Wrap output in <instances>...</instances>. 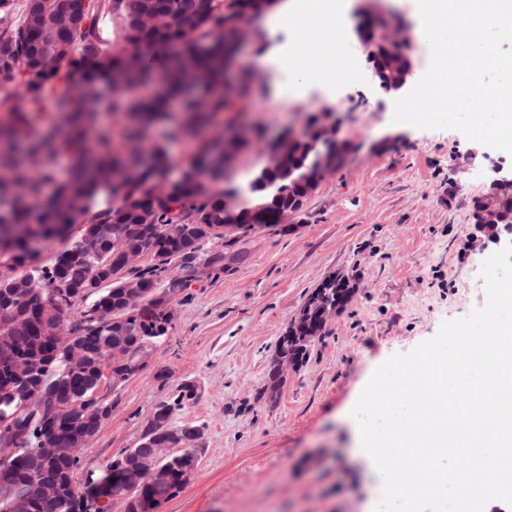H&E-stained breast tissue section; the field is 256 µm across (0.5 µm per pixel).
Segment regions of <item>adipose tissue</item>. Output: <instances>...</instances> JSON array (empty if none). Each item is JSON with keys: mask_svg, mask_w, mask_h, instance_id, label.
Returning a JSON list of instances; mask_svg holds the SVG:
<instances>
[{"mask_svg": "<svg viewBox=\"0 0 512 512\" xmlns=\"http://www.w3.org/2000/svg\"><path fill=\"white\" fill-rule=\"evenodd\" d=\"M344 10V0H285L267 16L266 39H285L274 63L294 77L277 86L278 97L297 95L312 83L333 87L352 74L353 52L340 22Z\"/></svg>", "mask_w": 512, "mask_h": 512, "instance_id": "1", "label": "adipose tissue"}]
</instances>
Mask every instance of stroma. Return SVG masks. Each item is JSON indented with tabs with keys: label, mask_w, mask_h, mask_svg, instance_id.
Segmentation results:
<instances>
[{
	"label": "stroma",
	"mask_w": 512,
	"mask_h": 512,
	"mask_svg": "<svg viewBox=\"0 0 512 512\" xmlns=\"http://www.w3.org/2000/svg\"><path fill=\"white\" fill-rule=\"evenodd\" d=\"M372 12L411 27L410 0H348V31ZM353 55L355 78L333 91L252 99L249 121L267 137L303 132L309 115L325 114L347 160L298 211L252 224L237 244L241 262L212 266L178 294L153 361L102 388L112 413L79 452L77 485L136 447L155 408L169 403L170 427H197L201 453L160 512H373L381 478L351 411L388 357L484 303L471 277L495 246L474 222V202L493 165L511 167L512 157L454 130L393 123L394 95L372 81L361 49ZM331 279L346 283L349 299L272 382L280 338ZM183 385L195 396L178 406Z\"/></svg>",
	"instance_id": "stroma-1"
}]
</instances>
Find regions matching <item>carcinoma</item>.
I'll return each mask as SVG.
<instances>
[{
    "mask_svg": "<svg viewBox=\"0 0 512 512\" xmlns=\"http://www.w3.org/2000/svg\"><path fill=\"white\" fill-rule=\"evenodd\" d=\"M264 2L87 0L75 24L63 18L64 0H26L18 21L13 20L15 0H0V82L21 88L10 106L11 120L0 123V248L13 253L24 268L36 258L35 243L60 237L79 222L80 234L96 237L109 229L126 248L149 258L144 268L134 271L143 282L144 297L136 313L121 314L127 335L119 348L111 344L109 330L92 323L96 307L121 306L119 285L125 276L116 260L75 254L58 279L42 267L43 287L31 289L18 302L24 313L7 335L0 334V388L21 385L10 371L13 359L48 358L51 363L39 373L38 383L67 402L64 411L43 412L36 404L22 409L19 400L0 395V417L13 416L30 430L15 456L0 463V471L14 478L10 486L0 483V512H6L13 494L49 478L61 480L62 494L51 505L36 504L34 512H89L90 495L120 499L126 512H157L169 500L168 486L179 482L182 466L198 460L193 448L168 454L158 462V471L145 477L143 488L131 492L121 484L117 464L147 449L149 437L144 434L138 447L117 454L107 484L87 495L74 480L76 449L57 447L52 438L57 430L73 434L81 426L82 408L106 379L110 354L131 361L143 344L167 334L158 308L161 297L192 281L204 245L223 236L226 224L250 228L246 217L224 213V191L211 192L200 180L174 182L162 196L156 188L169 167V141L176 139L196 145L187 170L200 175L207 171L213 182H224V143L204 135L218 115L244 111L263 86L240 71L236 94L224 95V59L236 44L216 29L224 23L225 11L259 17ZM104 19L110 22L108 38L100 27ZM188 54L206 77L202 95L188 91ZM143 85L157 90L143 97L138 94ZM49 97L57 103L58 120L45 124L41 112ZM103 100L121 123L118 143L99 123ZM158 123L169 124L166 139L147 140L146 133ZM137 150L146 155L148 165L132 166ZM267 178L268 183L254 189L261 198L260 213L280 216L293 200L305 198L306 186L286 179L279 165H269ZM48 184L54 190L42 203ZM108 192L112 201L99 203ZM146 214L152 223H144ZM175 263L184 276L160 286L162 273ZM100 266L109 267L98 275L103 287L89 295L84 287ZM55 288L68 290L69 307L77 299H92L70 331L87 354L83 369L67 366L59 337L46 334L41 322V301ZM341 293L332 288L318 301H308L304 312L315 330H320V314L333 308ZM306 350L302 340L279 343V354L290 358H301Z\"/></svg>",
    "mask_w": 512,
    "mask_h": 512,
    "instance_id": "1",
    "label": "carcinoma"
}]
</instances>
